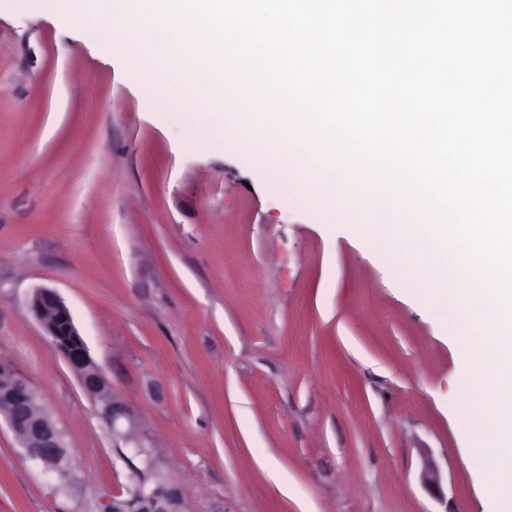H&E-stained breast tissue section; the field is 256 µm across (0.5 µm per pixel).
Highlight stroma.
<instances>
[{
    "label": "stroma",
    "mask_w": 512,
    "mask_h": 512,
    "mask_svg": "<svg viewBox=\"0 0 512 512\" xmlns=\"http://www.w3.org/2000/svg\"><path fill=\"white\" fill-rule=\"evenodd\" d=\"M43 287L182 512H488L431 302L232 146L192 143L126 53L0 0V358L73 462L45 473L0 421V512H100L143 461L30 314Z\"/></svg>",
    "instance_id": "obj_1"
}]
</instances>
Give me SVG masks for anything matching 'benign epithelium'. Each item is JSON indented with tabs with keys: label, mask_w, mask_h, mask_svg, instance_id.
I'll return each instance as SVG.
<instances>
[{
	"label": "benign epithelium",
	"mask_w": 512,
	"mask_h": 512,
	"mask_svg": "<svg viewBox=\"0 0 512 512\" xmlns=\"http://www.w3.org/2000/svg\"><path fill=\"white\" fill-rule=\"evenodd\" d=\"M30 311L50 345L76 373L84 392L101 405V417L112 433L130 438L131 432H121L118 421L132 422L131 414L117 394L101 396L110 383L90 355L69 307L57 290L37 289L30 301ZM1 404L8 411H0V418L14 432L28 458L39 462L47 473H60L62 462L68 457L63 430L38 406L37 393L28 380L5 359H0ZM105 512H181V501L164 485H146L128 499L112 498Z\"/></svg>",
	"instance_id": "obj_1"
}]
</instances>
